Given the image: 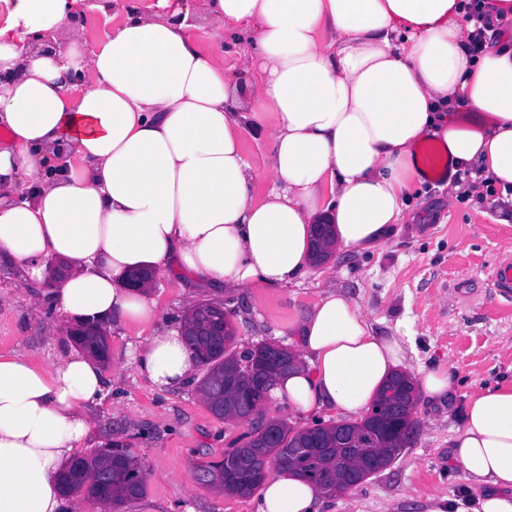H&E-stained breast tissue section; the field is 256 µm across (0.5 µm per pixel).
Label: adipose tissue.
I'll list each match as a JSON object with an SVG mask.
<instances>
[{
    "instance_id": "adipose-tissue-1",
    "label": "adipose tissue",
    "mask_w": 512,
    "mask_h": 512,
    "mask_svg": "<svg viewBox=\"0 0 512 512\" xmlns=\"http://www.w3.org/2000/svg\"><path fill=\"white\" fill-rule=\"evenodd\" d=\"M467 2L205 0L215 34L254 31L233 71L166 10L111 0L116 24L91 44L70 20L81 0H0V263L35 283L66 263L49 293L64 323L146 330L139 376L181 387L194 355L181 329H157L132 269L218 292L280 288L309 273L313 225L331 224L340 250L385 244L427 178V140L468 174L462 191H512V46L480 35ZM467 110L484 124L450 117ZM246 131L270 144L261 166ZM290 328L305 362L272 394L300 413L366 411L407 360L402 335L373 333L337 286ZM103 396L85 350L45 366L0 354V512H74L57 476ZM452 448L477 488L461 512H512V386L469 396ZM319 496L280 469L257 512H316Z\"/></svg>"
}]
</instances>
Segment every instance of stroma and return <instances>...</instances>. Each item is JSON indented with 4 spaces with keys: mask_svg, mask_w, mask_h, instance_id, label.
<instances>
[{
    "mask_svg": "<svg viewBox=\"0 0 512 512\" xmlns=\"http://www.w3.org/2000/svg\"><path fill=\"white\" fill-rule=\"evenodd\" d=\"M182 3L198 21L192 31L198 45L223 52L225 67L237 65L249 35L214 37L200 21L204 0ZM504 252L512 253V201L495 192L452 201L442 181L430 178L386 244L338 252L297 283L191 295L181 276L154 270L158 325L175 326L192 304L212 301L223 305L237 347L264 340L290 348L291 321L312 307L328 283L341 286L375 333L406 330L409 376L417 380L423 370L449 366L455 394L449 408L419 400L410 447L351 493L321 497L319 512H429L440 496L457 507L473 495L471 483L450 461L464 405L476 389L512 384V301L496 296L487 282L493 260ZM35 292L29 281L0 269V353L19 351L46 364L71 343L52 308L34 302ZM108 337L104 398L88 412L93 436L78 453L93 457L98 435L109 432L141 460L146 492L118 512H255L257 496H228L203 486L195 470L197 462L222 459L247 424L216 419L197 383L171 391L141 379L131 359L140 341L137 329L115 328Z\"/></svg>",
    "mask_w": 512,
    "mask_h": 512,
    "instance_id": "obj_1",
    "label": "stroma"
}]
</instances>
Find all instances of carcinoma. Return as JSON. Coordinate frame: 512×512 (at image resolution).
<instances>
[{
    "mask_svg": "<svg viewBox=\"0 0 512 512\" xmlns=\"http://www.w3.org/2000/svg\"><path fill=\"white\" fill-rule=\"evenodd\" d=\"M211 303H199L185 317L186 336L196 353L200 366L205 368L199 391L209 411L219 420L250 424L243 434V442L234 446L230 456L197 466L202 484L228 495L247 497L263 484L262 471L271 466L296 471L315 484L322 493L332 495L338 488L348 486L350 476L358 463L371 458L382 465L392 463L410 443L415 421L412 415L397 421V427L382 431L373 421L361 417L342 426L349 437L341 440V426L333 422L321 429L319 450L300 456L290 454L294 448H304L309 442L306 429H296L286 422L269 421L275 438L269 439L263 425L253 419L265 415L269 401L267 391L253 386L256 370L271 378L284 375L291 355L273 348V344L258 342L246 349L234 346L231 321H218ZM124 455V463H112L113 451L103 448L89 462V468L108 479L107 488L83 481L72 480L67 493L85 492L90 498L117 509L124 503L141 497L146 491L144 469L130 450L117 445Z\"/></svg>",
    "mask_w": 512,
    "mask_h": 512,
    "instance_id": "carcinoma-1",
    "label": "carcinoma"
}]
</instances>
